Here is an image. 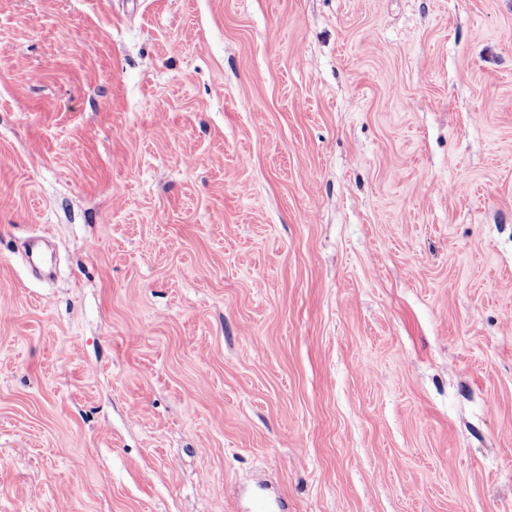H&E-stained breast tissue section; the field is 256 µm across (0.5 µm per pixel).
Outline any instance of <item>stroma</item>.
Segmentation results:
<instances>
[{
	"instance_id": "obj_1",
	"label": "stroma",
	"mask_w": 512,
	"mask_h": 512,
	"mask_svg": "<svg viewBox=\"0 0 512 512\" xmlns=\"http://www.w3.org/2000/svg\"><path fill=\"white\" fill-rule=\"evenodd\" d=\"M0 512H512V0H0Z\"/></svg>"
}]
</instances>
